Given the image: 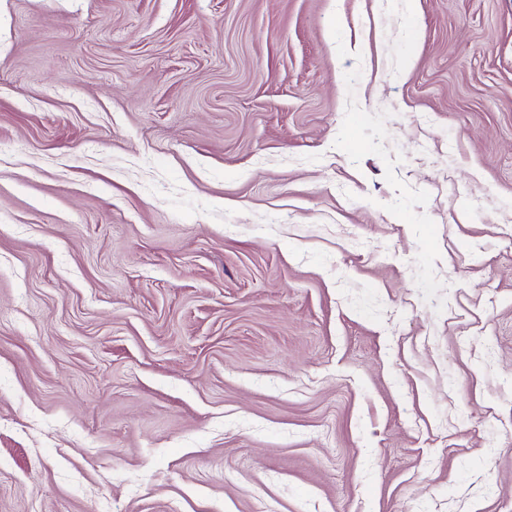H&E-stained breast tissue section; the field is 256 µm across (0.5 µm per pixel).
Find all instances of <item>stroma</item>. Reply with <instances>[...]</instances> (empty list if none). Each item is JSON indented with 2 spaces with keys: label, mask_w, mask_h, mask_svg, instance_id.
<instances>
[{
  "label": "stroma",
  "mask_w": 512,
  "mask_h": 512,
  "mask_svg": "<svg viewBox=\"0 0 512 512\" xmlns=\"http://www.w3.org/2000/svg\"><path fill=\"white\" fill-rule=\"evenodd\" d=\"M0 512H512V0H0Z\"/></svg>",
  "instance_id": "35a3bbf8"
}]
</instances>
